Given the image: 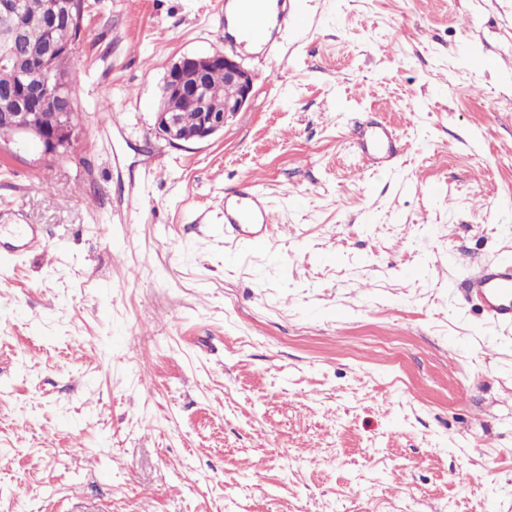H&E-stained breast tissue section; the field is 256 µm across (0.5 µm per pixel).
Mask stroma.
<instances>
[{
	"instance_id": "stroma-1",
	"label": "stroma",
	"mask_w": 512,
	"mask_h": 512,
	"mask_svg": "<svg viewBox=\"0 0 512 512\" xmlns=\"http://www.w3.org/2000/svg\"><path fill=\"white\" fill-rule=\"evenodd\" d=\"M245 108L156 131L220 0H87L79 124L0 143V512H512V0H294ZM395 129L374 171L356 128ZM268 196L264 244L224 191ZM271 224V215L263 192L249 185L224 191V234L249 243H262ZM39 245L37 228L33 225L11 224L5 228L0 226V253L19 255ZM492 323L512 324V264L479 267L468 284Z\"/></svg>"
}]
</instances>
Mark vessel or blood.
Wrapping results in <instances>:
<instances>
[{
    "label": "vessel or blood",
    "instance_id": "obj_1",
    "mask_svg": "<svg viewBox=\"0 0 512 512\" xmlns=\"http://www.w3.org/2000/svg\"><path fill=\"white\" fill-rule=\"evenodd\" d=\"M291 0H224V38L228 46L269 53L288 24H302ZM357 153L374 165L391 163L399 153L395 131L372 121L363 124L353 142ZM271 215L263 192L249 185L224 192V231L236 239L264 242ZM40 244L36 227H0V253L19 255ZM468 288L492 323L512 324V264L479 267Z\"/></svg>",
    "mask_w": 512,
    "mask_h": 512
}]
</instances>
